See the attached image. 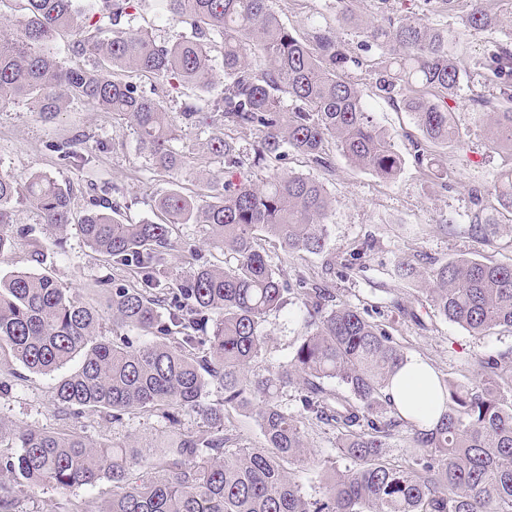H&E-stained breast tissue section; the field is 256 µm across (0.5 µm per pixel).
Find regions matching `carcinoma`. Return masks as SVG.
Wrapping results in <instances>:
<instances>
[{"mask_svg": "<svg viewBox=\"0 0 512 512\" xmlns=\"http://www.w3.org/2000/svg\"><path fill=\"white\" fill-rule=\"evenodd\" d=\"M469 3L462 29L440 18ZM132 0H0V104L25 100L47 118L79 100L126 121L152 169L177 180L198 151L236 174L244 165L272 173L260 185L220 183L211 177L202 192L161 194L159 222L121 219L111 182L88 181L86 213L73 224L75 196L42 171L0 176V249L24 235L14 226L13 202L22 201L63 241L76 229L103 261L133 273L129 285L109 291L112 324L139 330L144 340L103 335V315L74 299L51 276L17 271L0 279V366L13 361L51 375L74 358L78 367L54 387L59 413H92L114 422L137 412L169 409L173 428L160 444L111 447L76 432L22 429L0 420V512H17L19 495L42 487L62 493L112 481V499L101 512H512V365L507 354L477 358L475 380L457 384L435 375L442 411L432 425L405 419L386 389L408 357L383 325L336 298L333 288L282 278L260 241L288 254H320L336 199L317 177L280 167L291 153L331 168L333 146L354 168L385 181L400 174L403 157L375 118L350 72L362 66L332 27L303 37L279 18L274 0H158L162 16L185 24L190 35L161 44L121 19ZM389 0L359 21L355 0H336L338 21L355 26L362 47L380 50L376 89L399 99L421 131L414 158L444 188L456 169L442 159L461 143L448 101L470 76L456 62L465 32L504 24L502 0H425L427 12L397 17ZM70 35L69 50L98 59L90 68L64 65L54 36ZM220 37L222 71L207 35ZM490 94L471 98L493 149L512 150V40L492 45L478 64ZM175 80L210 92L172 116L142 91L133 75ZM292 107H285V102ZM207 134L201 146L184 144L182 126ZM257 132L252 153L237 149L226 129ZM79 139L51 145L65 164L91 162L76 150ZM496 201L474 216L483 237L512 225L492 212L512 215V166L494 179ZM178 224H199L205 244L224 252V266L195 264L171 282L167 276L172 234ZM401 280L420 282L433 312L473 336L512 331V265L479 258L452 259L421 270L408 261L394 269ZM296 291L307 329L287 362L260 372L269 317ZM336 387L329 388L326 382ZM224 399L206 406L208 386ZM300 391L290 409L278 396ZM204 416L207 430L178 431L176 412ZM254 416L265 449L235 445L224 433L230 412ZM330 432V448L312 457L306 429ZM404 432L407 446L391 459V439ZM311 468L320 483L307 496L296 471Z\"/></svg>", "mask_w": 512, "mask_h": 512, "instance_id": "1", "label": "carcinoma"}]
</instances>
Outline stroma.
Returning a JSON list of instances; mask_svg holds the SVG:
<instances>
[{"mask_svg":"<svg viewBox=\"0 0 512 512\" xmlns=\"http://www.w3.org/2000/svg\"><path fill=\"white\" fill-rule=\"evenodd\" d=\"M135 3L124 25L148 30L159 43L171 44L187 35L184 24L159 17L154 0ZM276 9L282 22L301 35L310 33L314 26L337 22L335 0H278ZM378 57L377 50L364 52L365 64L353 70L352 77L403 157L400 175L395 181H382L353 168L335 150L330 153L332 168L328 171L309 163L304 156L289 155L285 168L319 177L336 203L329 218L330 236L324 253L289 256L279 251L274 260L287 281L304 278L335 289L352 306L374 310L375 322L390 332L407 356L421 358L436 372L466 384L476 374V357L512 351V333L474 336L435 316L424 305L418 287L398 280L393 269L403 258L423 267L467 257L512 264V235L484 238L474 232L471 223L475 210L472 189L489 185L503 165L512 162V152L488 151L489 134L475 122L470 106L473 93L480 91L481 85L462 84L453 101V117L464 138L461 144L449 147L446 155L457 168V180L452 188H441L414 160L412 143L420 139L421 132L410 114L378 96L375 90L372 62ZM75 136L81 138L83 152L92 157L87 166L62 164L48 149L49 143ZM32 170L47 172L60 184L73 187L81 209L86 202L80 193L88 180L112 181L121 189L123 218L136 223L157 218L155 202L169 187L197 195L202 188L199 171L218 176L222 166L207 159L199 161L173 185L165 174L151 169L132 129L113 119L111 113L75 102L66 112L48 120L22 101L0 106V174L20 176ZM15 219L18 225L30 228V237L0 251V277L35 268L69 288L81 302L102 309L107 306V297L99 291L101 282L117 287L131 281L129 270L100 260L78 232H70L60 246L27 205H16ZM34 241L43 254L38 265L30 259V244ZM193 248L201 261L218 264L224 259L220 251L207 247L199 225H178L170 256L171 277L187 274L190 266L185 255ZM267 329L271 340L261 360L265 367L287 361L301 342L305 328L298 301L289 299L285 308L271 315ZM0 380L8 383L0 391V419L9 423L40 431H74L116 445L135 441L144 448L154 445L169 430L167 419L159 411L129 414L119 422L95 415L61 419L54 400L53 376L31 373L17 363L1 370ZM111 497L112 483L106 479L67 493L38 489L22 496L19 512H100Z\"/></svg>","mask_w":512,"mask_h":512,"instance_id":"1","label":"stroma"}]
</instances>
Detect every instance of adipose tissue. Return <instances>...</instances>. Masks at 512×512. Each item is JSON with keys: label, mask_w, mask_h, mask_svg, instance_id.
<instances>
[{"label": "adipose tissue", "mask_w": 512, "mask_h": 512, "mask_svg": "<svg viewBox=\"0 0 512 512\" xmlns=\"http://www.w3.org/2000/svg\"><path fill=\"white\" fill-rule=\"evenodd\" d=\"M404 380L396 382L388 390L391 402L400 415H413L425 423H435L440 409L435 400L431 378V366L420 358H409Z\"/></svg>", "instance_id": "ef3b65f1"}]
</instances>
